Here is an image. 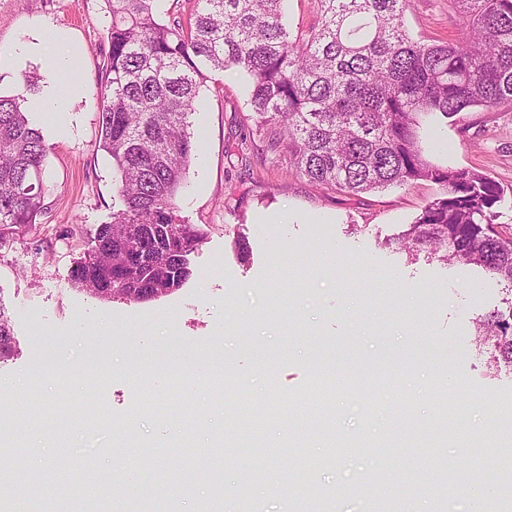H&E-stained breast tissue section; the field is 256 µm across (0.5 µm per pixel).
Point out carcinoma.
I'll use <instances>...</instances> for the list:
<instances>
[{"instance_id":"carcinoma-1","label":"carcinoma","mask_w":512,"mask_h":512,"mask_svg":"<svg viewBox=\"0 0 512 512\" xmlns=\"http://www.w3.org/2000/svg\"><path fill=\"white\" fill-rule=\"evenodd\" d=\"M111 22L101 67L99 147L112 160L120 206L98 227L72 282L104 300L152 301L183 287L201 234L175 214L195 152L189 117L202 83L235 70L250 81L249 117L283 148L297 174L358 195L430 181L444 193L387 245L448 266H476L502 286V307L476 321L488 368L512 367V236L494 223L504 187L475 169L431 162L422 120L446 122L474 108L512 109V0H448L456 38L425 43L405 27L411 0H318L317 24L293 34L284 0H195L189 21L165 23L155 0H106ZM0 95V240L36 223L47 146L22 108ZM13 338L0 307V358ZM262 418L242 409L240 428ZM83 512L69 491L32 505Z\"/></svg>"}]
</instances>
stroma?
Listing matches in <instances>:
<instances>
[{"mask_svg": "<svg viewBox=\"0 0 512 512\" xmlns=\"http://www.w3.org/2000/svg\"><path fill=\"white\" fill-rule=\"evenodd\" d=\"M414 38L444 40L457 18L448 0H414L405 16ZM106 0H0V50L39 28L62 32L76 48L82 95L66 113L67 134L34 118L48 147L44 210L36 223L0 241V306L13 351L0 359V480L26 479L13 512L79 481L125 471L155 479L140 485L152 512H167L168 487L181 483L178 512L215 501L236 512L250 494L260 512H314L319 490H335L333 512H362L338 495L364 480L363 493L400 495L409 512H434L430 489L442 462L459 477L481 470L501 484L490 512H512V368L488 370L476 348V319L499 306L497 282L482 270L447 266L386 245L442 188L431 182L350 196L308 182L287 156L253 134L248 81L236 71L201 87L190 117L194 153L176 213L203 236L189 257L192 275L178 291L148 303L108 301L77 289L71 270L95 245L114 204L112 163L98 146ZM424 146L432 161L479 170L512 186V110L464 112ZM244 237L247 255L235 240ZM288 264L275 265L274 254ZM137 348L155 376L150 388L128 374ZM107 362L106 377L77 376ZM357 363L361 394L337 390L328 410L309 383L325 367ZM223 398L212 386L222 370ZM448 380L437 384L438 371ZM150 393L151 402L137 401ZM308 401L304 447L288 407ZM96 399L109 415L88 430L78 412ZM459 405L454 421L442 402ZM410 404L421 434L403 439L396 412ZM265 411L255 437L242 434V405ZM366 437L361 454L349 440ZM191 447H183L184 438ZM38 454H30L31 446ZM224 450L220 480L208 475L209 449Z\"/></svg>", "mask_w": 512, "mask_h": 512, "instance_id": "obj_1", "label": "stroma"}]
</instances>
